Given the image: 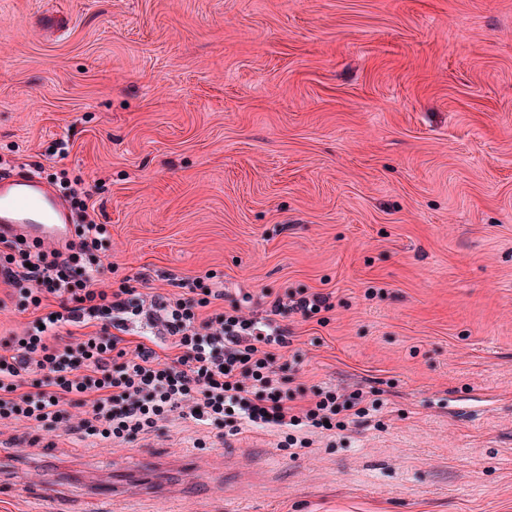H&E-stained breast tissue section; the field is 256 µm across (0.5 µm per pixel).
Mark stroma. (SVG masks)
Here are the masks:
<instances>
[{
    "label": "stroma",
    "mask_w": 512,
    "mask_h": 512,
    "mask_svg": "<svg viewBox=\"0 0 512 512\" xmlns=\"http://www.w3.org/2000/svg\"><path fill=\"white\" fill-rule=\"evenodd\" d=\"M37 163L88 191L114 279L329 295L279 318L288 386L383 408L294 458L273 428L5 421L0 512H47L42 481L93 512L147 454L182 512H512V0H0V173Z\"/></svg>",
    "instance_id": "stroma-1"
}]
</instances>
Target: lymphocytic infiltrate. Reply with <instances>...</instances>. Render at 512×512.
<instances>
[{
    "instance_id": "1",
    "label": "lymphocytic infiltrate",
    "mask_w": 512,
    "mask_h": 512,
    "mask_svg": "<svg viewBox=\"0 0 512 512\" xmlns=\"http://www.w3.org/2000/svg\"><path fill=\"white\" fill-rule=\"evenodd\" d=\"M59 186L76 217L65 243L0 235V282L31 316L0 339V421L94 443L131 440L175 417L231 436L275 428L294 456L307 445L302 430H343L378 409L362 393L321 388L297 403L275 368L278 351L292 344L276 315L312 318L328 310L325 296L277 298L270 317L256 318L235 303L215 308L224 283L209 272L182 280V294L171 297L150 292L142 275L112 285L107 225L97 223L80 184Z\"/></svg>"
}]
</instances>
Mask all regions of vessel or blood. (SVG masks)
I'll use <instances>...</instances> for the list:
<instances>
[{"label":"vessel or blood","mask_w":512,"mask_h":512,"mask_svg":"<svg viewBox=\"0 0 512 512\" xmlns=\"http://www.w3.org/2000/svg\"><path fill=\"white\" fill-rule=\"evenodd\" d=\"M68 202L33 173L0 179V233L63 242L73 231Z\"/></svg>","instance_id":"vessel-or-blood-1"}]
</instances>
